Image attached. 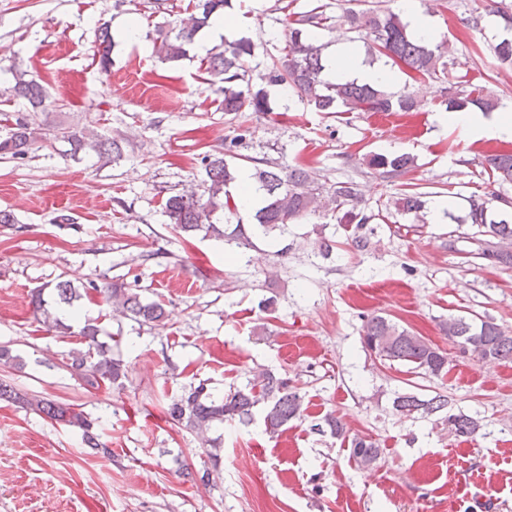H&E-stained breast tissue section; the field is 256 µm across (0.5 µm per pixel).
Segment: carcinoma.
I'll list each match as a JSON object with an SVG mask.
<instances>
[{"label":"carcinoma","instance_id":"carcinoma-1","mask_svg":"<svg viewBox=\"0 0 512 512\" xmlns=\"http://www.w3.org/2000/svg\"><path fill=\"white\" fill-rule=\"evenodd\" d=\"M191 12L186 19L166 27L155 26L153 53L165 62H177L189 56L196 34L207 27L217 13L232 7V0H189ZM327 17L315 7L298 14L289 25L288 40L282 55L272 59L268 72L260 75V81L281 87L290 96L312 106L318 112H412L415 101L408 94H397L382 86L360 85L354 81L328 80L324 74L326 59L324 45L320 44L316 30L325 26ZM352 29L360 38L370 42L369 49L383 55L400 68L418 78L448 77L447 48L432 40L415 35L409 23L399 12L389 7L375 5L362 10L349 11ZM98 64L107 71L111 66V40L107 28H101ZM255 46L246 37L224 44L209 53L206 73L211 81L222 84L224 113L272 111L265 88L253 84L248 63L254 57ZM14 95L25 99L37 109L45 102L42 86L23 72L13 75ZM481 112H495L502 107L501 99L495 95L468 92L463 81H456V91L447 99L446 110L465 112L471 108ZM250 129L242 127L224 145V151L203 157V172L200 180L201 193L175 194L167 197L164 214L174 229L189 237L199 236L235 244L239 248L253 246V237H269L288 233V227L302 224L307 219L332 213L337 223L355 225L352 244L357 248L366 246V238L360 230L376 219V214L392 212L423 218L426 206L424 193L405 189L390 196L380 204L377 213L367 211L357 184L352 181L321 183L316 173L292 166L273 165L264 158L252 157L238 152L246 145ZM39 139L38 128L28 118H15L13 127L0 138V155L13 159L28 156ZM55 140L70 146V156L94 155L100 160L119 163L124 156L120 141L102 138L94 133H85L67 127H59ZM252 164L250 179L257 192L262 195V206L252 215L251 228L236 224L231 232L224 231L225 213L236 212L239 206L234 201L229 187L239 180L240 162ZM489 176L499 183H512V150L499 151L488 156ZM368 165L386 178H399L416 166L414 156L408 153L369 155ZM512 198L497 192L484 197L467 198L466 212L461 221L484 226L487 238L480 241L478 257L512 266ZM46 287L34 290L32 305L38 322L48 331L79 336L86 350H75L69 354L68 362L72 374L86 380L91 386L106 383L116 388L125 386L128 371L123 361L112 357L109 350L97 339L98 328L91 323H80L74 319L66 322L60 311L76 310L75 302L83 297L80 288L70 279L61 280L52 287L55 304H49L43 294ZM105 301L132 320L154 327H166L167 314L160 301L147 302L134 291L133 285L118 278L102 287L94 288ZM442 330L457 346L459 353L473 359H512V334L499 325L464 316L452 317L442 324ZM380 336H394L396 342L388 346L390 362L413 366L426 374L439 377L448 368V356L439 349L425 346L419 336L399 326L383 314L367 317L362 328V343L366 351H372V343ZM13 401L27 410L57 423L82 432L86 439L94 440V422L76 408L45 398L21 395L8 384L0 381V400ZM262 406L265 432L271 438L279 437L292 421L303 416L304 394L288 379L269 371L255 375L253 381L243 388L216 397L204 382L191 385L172 399L165 408L166 417L173 423L194 433L202 447L207 449L211 466L201 470L186 464L180 466L181 474L194 485L208 486L220 475L222 457L218 439L209 437L211 429L226 420L249 424L253 410ZM448 407V396L437 393L421 396L413 392L397 394L393 408L406 415L421 412L436 415ZM441 420L458 437L473 438L482 424L472 416L462 413L444 415ZM320 433L330 432L336 437L345 436L341 420L332 414L323 422L314 425ZM382 449L376 442L362 437L351 440V456L363 469L372 467L381 458Z\"/></svg>","mask_w":512,"mask_h":512}]
</instances>
